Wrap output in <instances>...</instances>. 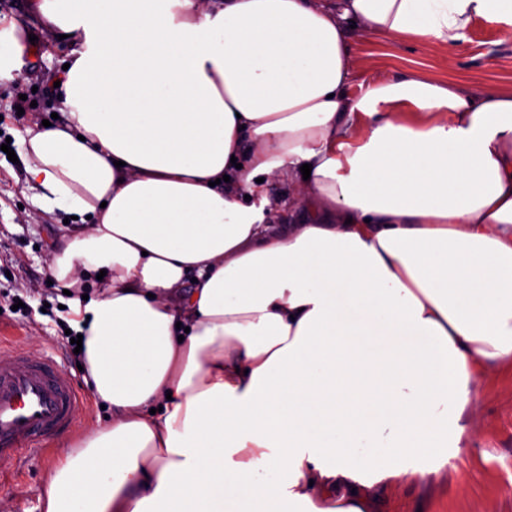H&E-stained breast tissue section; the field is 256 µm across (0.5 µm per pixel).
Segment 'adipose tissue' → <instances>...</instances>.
<instances>
[{
  "label": "adipose tissue",
  "mask_w": 512,
  "mask_h": 512,
  "mask_svg": "<svg viewBox=\"0 0 512 512\" xmlns=\"http://www.w3.org/2000/svg\"><path fill=\"white\" fill-rule=\"evenodd\" d=\"M28 6L70 42L27 182L88 223L49 270L112 411L45 512H371L374 485L431 480L512 358V92L350 95L346 31L445 49L512 35V0ZM269 176L310 223L266 226Z\"/></svg>",
  "instance_id": "adipose-tissue-1"
}]
</instances>
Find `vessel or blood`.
<instances>
[{
    "mask_svg": "<svg viewBox=\"0 0 512 512\" xmlns=\"http://www.w3.org/2000/svg\"><path fill=\"white\" fill-rule=\"evenodd\" d=\"M82 403L52 355L0 361V459L28 457L40 439L68 428Z\"/></svg>",
    "mask_w": 512,
    "mask_h": 512,
    "instance_id": "b4317fda",
    "label": "vessel or blood"
}]
</instances>
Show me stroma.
<instances>
[{"label": "stroma", "instance_id": "stroma-1", "mask_svg": "<svg viewBox=\"0 0 512 512\" xmlns=\"http://www.w3.org/2000/svg\"><path fill=\"white\" fill-rule=\"evenodd\" d=\"M35 34L24 50L15 82L0 84V301L19 296L25 308L0 313L5 340L0 354L41 348L67 362L69 347L62 333L60 301L63 285L51 282L49 266L67 228L61 214L39 210L26 183V165L8 160L2 144L22 153L28 127L58 112L54 79L67 62L65 41L48 36L41 22L27 15V0H0V29L10 23ZM349 51L356 61L351 93L376 79L418 77L469 92L512 91V38L478 24L455 48L440 52L425 40L396 39L351 29ZM30 91L36 107L14 109V88ZM72 383L83 388L87 406L75 426L50 437L45 454L22 461H0V512H44L43 488L48 474L69 447L90 428L104 424L101 400L86 387L79 369ZM477 413L468 423L460 450L449 451L447 464L425 484L403 483L376 488L373 512H512V360H503L480 380Z\"/></svg>", "mask_w": 512, "mask_h": 512}]
</instances>
